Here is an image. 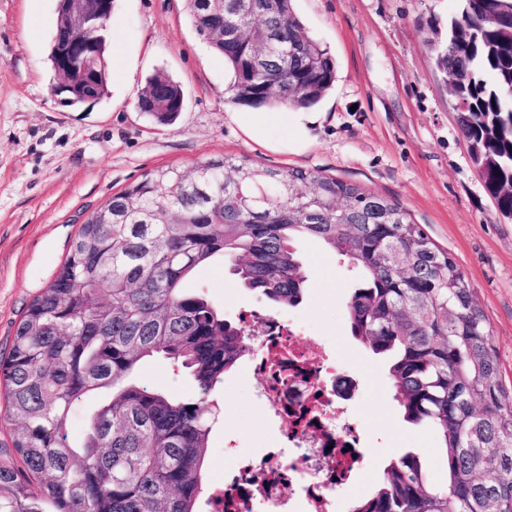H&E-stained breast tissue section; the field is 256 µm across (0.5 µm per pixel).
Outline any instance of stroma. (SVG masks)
<instances>
[{
    "mask_svg": "<svg viewBox=\"0 0 512 512\" xmlns=\"http://www.w3.org/2000/svg\"><path fill=\"white\" fill-rule=\"evenodd\" d=\"M57 0H0V357L31 301L51 282L79 226L113 193L163 165L188 167L229 155L271 169L333 175L406 208L473 284L512 397V221L503 218L474 170L435 65L459 0H295L310 35L327 48L337 77L314 107L304 149L289 151L279 117L243 130L245 108L228 90L224 59L200 36L185 0H115L107 25L109 95L67 107L53 96L48 62ZM158 71L178 82L184 108L161 125L140 112L138 96ZM307 288L295 307L245 288L223 263L198 269L189 285L226 319L261 308L322 337L356 391L352 416L373 466L336 495V512L369 495L384 467L419 454L429 482L446 481L441 440L427 424L404 421L387 359L350 333L347 304L356 271L311 240L297 245ZM140 381L180 397L193 386L170 363H142ZM207 472L230 465L222 447L259 454L281 445L283 423L253 382L225 375Z\"/></svg>",
    "mask_w": 512,
    "mask_h": 512,
    "instance_id": "obj_1",
    "label": "stroma"
}]
</instances>
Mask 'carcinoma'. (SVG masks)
I'll return each mask as SVG.
<instances>
[{
    "mask_svg": "<svg viewBox=\"0 0 512 512\" xmlns=\"http://www.w3.org/2000/svg\"><path fill=\"white\" fill-rule=\"evenodd\" d=\"M204 36L224 57L232 101L305 109L336 81L328 50L313 40L293 0H255L239 15L210 14L186 0ZM287 39L252 44L255 31ZM471 31L463 53L452 46ZM57 17L48 60L63 76L58 46L70 40ZM95 64L70 76L66 105L108 94L106 37ZM437 69L469 73L448 97L464 101L457 126L504 217L512 215V0H463L437 49ZM184 105L179 85L157 72L137 107L160 124ZM346 204L336 210V197ZM300 238L322 242L360 274L347 305L352 336L389 361L406 421L438 433L447 481L433 487L419 456L383 470L350 512H512V400L474 289L447 250L400 204L333 176L261 168L232 156L168 165L112 195L81 225L68 254L18 323L0 359V398L24 469L0 466V512H200L215 393L246 346L236 323L185 287L201 266L224 260L242 284L298 306L306 289ZM161 355L194 393L174 397L135 378ZM95 396L83 437L72 442L73 410Z\"/></svg>",
    "mask_w": 512,
    "mask_h": 512,
    "instance_id": "cac0c4a2",
    "label": "carcinoma"
}]
</instances>
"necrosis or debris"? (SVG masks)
<instances>
[{
    "instance_id": "1",
    "label": "necrosis or debris",
    "mask_w": 512,
    "mask_h": 512,
    "mask_svg": "<svg viewBox=\"0 0 512 512\" xmlns=\"http://www.w3.org/2000/svg\"><path fill=\"white\" fill-rule=\"evenodd\" d=\"M236 323L255 356L241 377L257 380L269 410L287 419L281 448L236 456L212 484L206 512H334L333 495L365 467L367 453L350 414L352 383L321 339L258 310ZM296 495L284 498V488Z\"/></svg>"
}]
</instances>
